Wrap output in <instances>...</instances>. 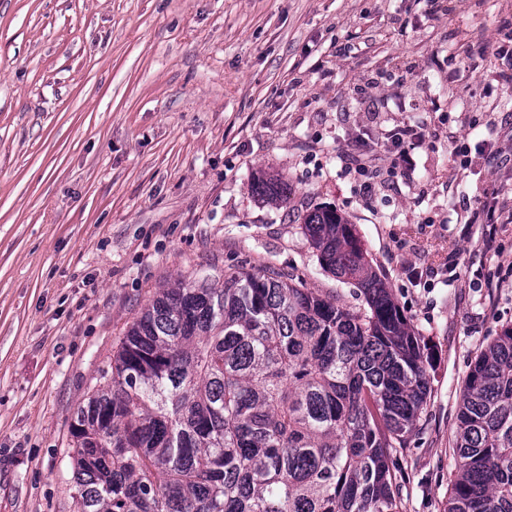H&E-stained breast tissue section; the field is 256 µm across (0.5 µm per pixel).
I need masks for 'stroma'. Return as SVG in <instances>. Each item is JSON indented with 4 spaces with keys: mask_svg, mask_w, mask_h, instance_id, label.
I'll list each match as a JSON object with an SVG mask.
<instances>
[{
    "mask_svg": "<svg viewBox=\"0 0 512 512\" xmlns=\"http://www.w3.org/2000/svg\"><path fill=\"white\" fill-rule=\"evenodd\" d=\"M510 72L512 0H0V512H78L71 417L156 289L272 267L358 306L301 229L325 205L433 349L393 460L403 512H446L460 388L512 326ZM421 137L418 127L404 126L391 135V146L395 149L394 164L409 161L411 145ZM251 190L262 200L275 205H282L288 202L287 185L274 176L261 174L254 177Z\"/></svg>",
    "mask_w": 512,
    "mask_h": 512,
    "instance_id": "1",
    "label": "stroma"
}]
</instances>
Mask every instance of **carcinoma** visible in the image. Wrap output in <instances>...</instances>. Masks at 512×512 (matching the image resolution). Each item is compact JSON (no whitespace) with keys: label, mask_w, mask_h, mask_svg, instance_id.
Instances as JSON below:
<instances>
[{"label":"carcinoma","mask_w":512,"mask_h":512,"mask_svg":"<svg viewBox=\"0 0 512 512\" xmlns=\"http://www.w3.org/2000/svg\"><path fill=\"white\" fill-rule=\"evenodd\" d=\"M251 190L288 202L274 176ZM302 229L361 304L244 268L159 289L71 419L78 512H402L390 462L431 394L427 344L346 217ZM458 421L447 512H512V327Z\"/></svg>","instance_id":"cac0c4a2"}]
</instances>
